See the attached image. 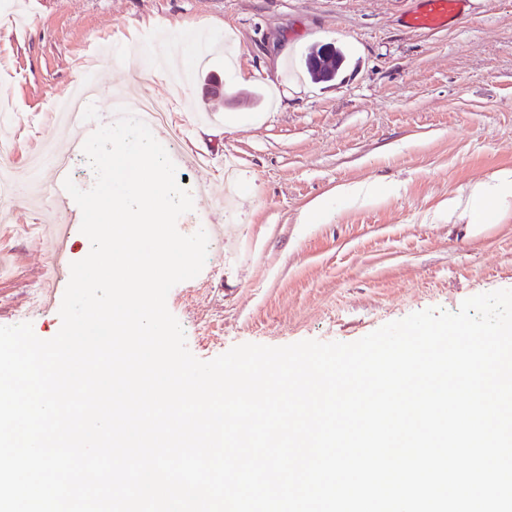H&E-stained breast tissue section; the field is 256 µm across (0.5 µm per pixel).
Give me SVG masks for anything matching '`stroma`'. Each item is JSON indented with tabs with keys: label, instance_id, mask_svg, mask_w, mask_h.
Segmentation results:
<instances>
[{
	"label": "stroma",
	"instance_id": "1",
	"mask_svg": "<svg viewBox=\"0 0 512 512\" xmlns=\"http://www.w3.org/2000/svg\"><path fill=\"white\" fill-rule=\"evenodd\" d=\"M412 0H0V127L17 157L58 138L51 109L92 57L94 124L112 101H165L184 129L154 137L192 193L180 233L223 225L198 276L167 307L190 352L234 346L351 343L428 308L512 289V203L470 200V185L512 170V0H473L439 31L409 30ZM213 39L174 86L154 64L153 34ZM342 48L336 78L313 81L300 60ZM126 54L119 67L106 47ZM217 78L223 97L207 95ZM460 206L449 212V198ZM324 211L308 217L314 201ZM73 198L0 200V325L20 324L42 291L48 239L77 216Z\"/></svg>",
	"mask_w": 512,
	"mask_h": 512
}]
</instances>
